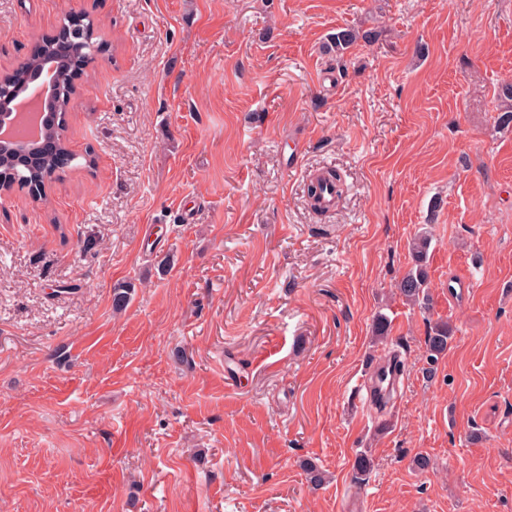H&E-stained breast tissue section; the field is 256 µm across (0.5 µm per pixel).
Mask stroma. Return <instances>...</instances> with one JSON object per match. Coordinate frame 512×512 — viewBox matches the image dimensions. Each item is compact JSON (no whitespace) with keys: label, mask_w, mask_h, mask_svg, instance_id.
I'll return each instance as SVG.
<instances>
[{"label":"stroma","mask_w":512,"mask_h":512,"mask_svg":"<svg viewBox=\"0 0 512 512\" xmlns=\"http://www.w3.org/2000/svg\"><path fill=\"white\" fill-rule=\"evenodd\" d=\"M68 9L105 50L71 168L0 199V512H512V0H0V73ZM430 244L427 234H419L408 245L414 264L399 282L398 289L405 300L412 304L428 301L427 260ZM430 329L427 336V360L428 363L433 364L438 356L446 351L452 330L448 323L443 321L436 322Z\"/></svg>","instance_id":"1"}]
</instances>
